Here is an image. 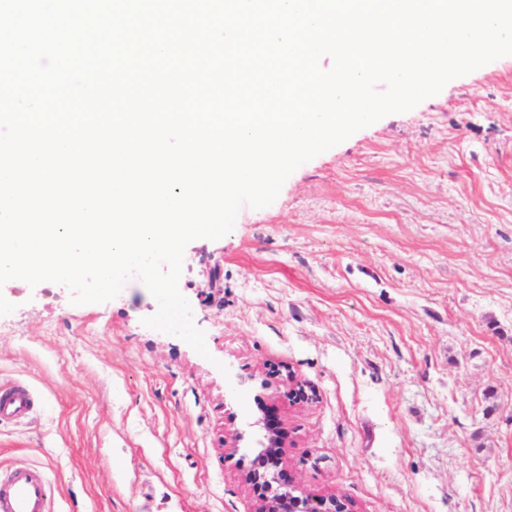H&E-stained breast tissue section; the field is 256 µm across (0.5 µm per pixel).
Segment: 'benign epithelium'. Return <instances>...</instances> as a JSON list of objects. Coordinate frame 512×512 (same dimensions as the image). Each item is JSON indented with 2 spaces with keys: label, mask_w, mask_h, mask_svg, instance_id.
I'll return each mask as SVG.
<instances>
[{
  "label": "benign epithelium",
  "mask_w": 512,
  "mask_h": 512,
  "mask_svg": "<svg viewBox=\"0 0 512 512\" xmlns=\"http://www.w3.org/2000/svg\"><path fill=\"white\" fill-rule=\"evenodd\" d=\"M281 377L288 396L298 403L313 401V393L290 369L271 366L257 380L264 389L270 388L268 377ZM247 442L252 449L251 466L245 480L260 489V498L254 512H353L352 504L336 494L314 497L306 493L296 478L283 465L287 433L277 421L263 414L233 436L232 448Z\"/></svg>",
  "instance_id": "obj_1"
}]
</instances>
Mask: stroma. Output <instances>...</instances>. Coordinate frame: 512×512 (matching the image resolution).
Segmentation results:
<instances>
[{
	"label": "stroma",
	"instance_id": "1",
	"mask_svg": "<svg viewBox=\"0 0 512 512\" xmlns=\"http://www.w3.org/2000/svg\"><path fill=\"white\" fill-rule=\"evenodd\" d=\"M179 282L208 356L146 327L138 278L101 304L0 286V468L42 467L56 512H254L245 450L272 412L309 494L356 512H512V55L299 167ZM283 362L313 404L254 377ZM31 390L20 384L0 389V421H21L34 411Z\"/></svg>",
	"mask_w": 512,
	"mask_h": 512
}]
</instances>
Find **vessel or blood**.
Returning a JSON list of instances; mask_svg holds the SVG:
<instances>
[{
  "label": "vessel or blood",
  "instance_id": "vessel-or-blood-1",
  "mask_svg": "<svg viewBox=\"0 0 512 512\" xmlns=\"http://www.w3.org/2000/svg\"><path fill=\"white\" fill-rule=\"evenodd\" d=\"M34 405L26 386L0 389V421L24 420ZM55 501V487L45 470L18 465L0 472V512H54Z\"/></svg>",
  "mask_w": 512,
  "mask_h": 512
}]
</instances>
